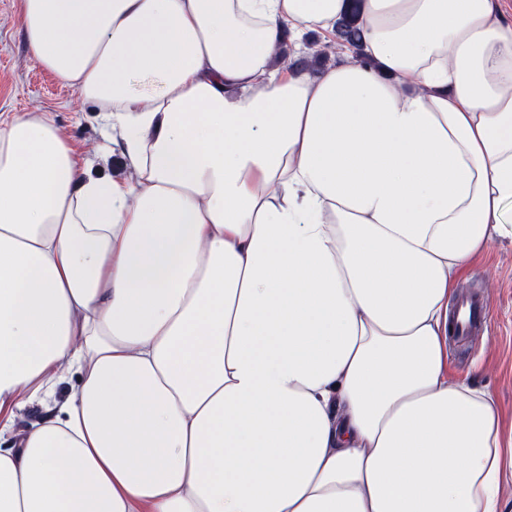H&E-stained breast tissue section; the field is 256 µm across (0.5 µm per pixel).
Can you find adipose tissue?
<instances>
[{"label":"adipose tissue","instance_id":"obj_1","mask_svg":"<svg viewBox=\"0 0 512 512\" xmlns=\"http://www.w3.org/2000/svg\"><path fill=\"white\" fill-rule=\"evenodd\" d=\"M344 8L20 0L131 173L0 121V512H500L512 438L450 372L448 297L512 239V21L362 0V51L279 69ZM44 416L43 406L39 402L29 404L18 413L14 427L15 433L17 435L24 434L31 429L35 423L42 421Z\"/></svg>","mask_w":512,"mask_h":512}]
</instances>
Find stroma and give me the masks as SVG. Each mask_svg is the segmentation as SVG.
<instances>
[{
	"instance_id": "1",
	"label": "stroma",
	"mask_w": 512,
	"mask_h": 512,
	"mask_svg": "<svg viewBox=\"0 0 512 512\" xmlns=\"http://www.w3.org/2000/svg\"><path fill=\"white\" fill-rule=\"evenodd\" d=\"M20 0H0V119L17 112L49 116L93 171L112 177L130 173L121 147L109 134L94 102L61 83L29 51L19 19ZM457 292H473L488 309L484 331L449 345L452 371L473 372L501 411L504 432L512 431V242L492 244L465 267Z\"/></svg>"
}]
</instances>
